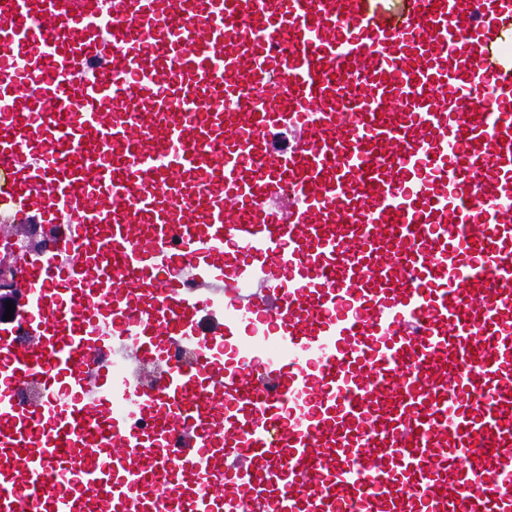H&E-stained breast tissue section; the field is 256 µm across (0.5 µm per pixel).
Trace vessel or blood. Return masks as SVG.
I'll use <instances>...</instances> for the list:
<instances>
[{
    "mask_svg": "<svg viewBox=\"0 0 512 512\" xmlns=\"http://www.w3.org/2000/svg\"><path fill=\"white\" fill-rule=\"evenodd\" d=\"M511 43L512 0H0V236L55 230L0 512H512ZM117 355L166 365L123 410Z\"/></svg>",
    "mask_w": 512,
    "mask_h": 512,
    "instance_id": "1",
    "label": "vessel or blood"
}]
</instances>
